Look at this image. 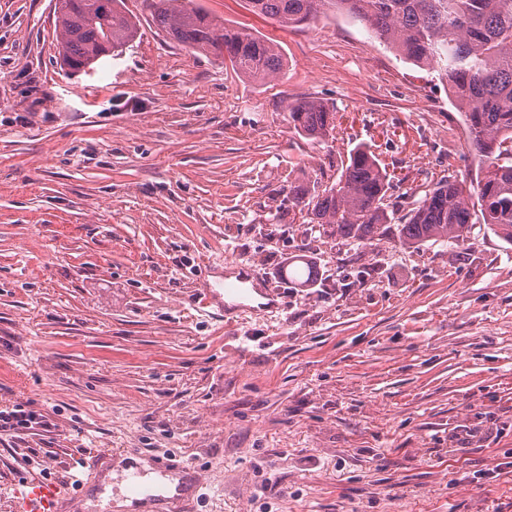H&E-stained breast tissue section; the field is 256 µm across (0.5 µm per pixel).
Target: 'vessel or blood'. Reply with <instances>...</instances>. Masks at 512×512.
<instances>
[{
  "instance_id": "obj_1",
  "label": "vessel or blood",
  "mask_w": 512,
  "mask_h": 512,
  "mask_svg": "<svg viewBox=\"0 0 512 512\" xmlns=\"http://www.w3.org/2000/svg\"><path fill=\"white\" fill-rule=\"evenodd\" d=\"M216 267L232 274V282L223 289L205 287V306L211 318L222 319L247 311L251 296L250 283L255 277L252 266L234 259H219ZM126 466V484L130 504L126 512H193V494L200 484L197 467L173 456H143L140 449L125 448L120 454ZM178 477L176 488H169L167 478ZM93 487L91 480L78 481L76 493L64 497L52 484L32 482L15 493L14 512H81Z\"/></svg>"
}]
</instances>
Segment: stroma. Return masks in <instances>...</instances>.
Listing matches in <instances>:
<instances>
[{
	"label": "stroma",
	"instance_id": "stroma-1",
	"mask_svg": "<svg viewBox=\"0 0 512 512\" xmlns=\"http://www.w3.org/2000/svg\"><path fill=\"white\" fill-rule=\"evenodd\" d=\"M55 2L0 0V409L54 425L0 437V512L111 448L199 465L198 512H512V245L476 224L460 246L359 248L269 220L289 180H332L360 144L404 207L476 178L447 86L347 16L283 28L248 0L193 4L277 43L273 79L172 42L142 0L120 58L74 73ZM304 98L335 106L333 137L295 132ZM299 248L315 286L282 276ZM222 256L281 310L205 319Z\"/></svg>",
	"mask_w": 512,
	"mask_h": 512
}]
</instances>
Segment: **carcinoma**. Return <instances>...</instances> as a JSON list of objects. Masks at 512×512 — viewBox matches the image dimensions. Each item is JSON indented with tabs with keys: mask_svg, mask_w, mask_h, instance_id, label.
Returning a JSON list of instances; mask_svg holds the SVG:
<instances>
[{
	"mask_svg": "<svg viewBox=\"0 0 512 512\" xmlns=\"http://www.w3.org/2000/svg\"><path fill=\"white\" fill-rule=\"evenodd\" d=\"M254 11L286 27L325 10L360 22L403 59L429 67L465 109L469 148L479 159L476 185L443 180L394 217L385 169L366 146L341 162L333 182H288L289 208L307 209L311 223L327 225L357 246L372 245L397 225L401 244L418 248L465 243L472 225L484 224L512 245V0H249ZM155 26L183 46L211 54L256 82L277 75L284 61L278 45L183 0H143ZM55 27L59 55L73 72L94 69L117 57L137 33L124 0H59ZM289 117L300 136L323 141L336 129V108L324 101L292 104ZM477 202H472V198ZM300 287L315 278V266L294 255L284 270Z\"/></svg>",
	"mask_w": 512,
	"mask_h": 512,
	"instance_id": "1",
	"label": "carcinoma"
}]
</instances>
